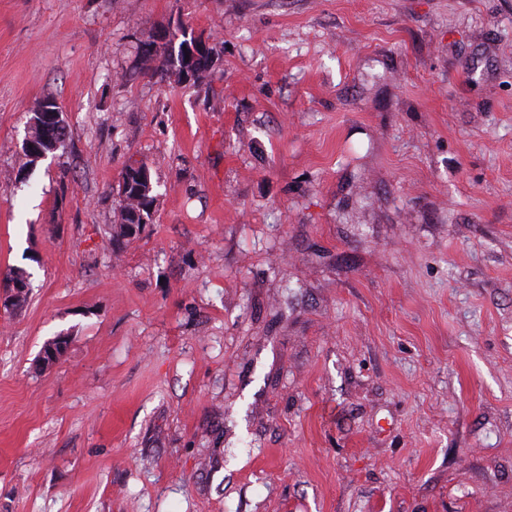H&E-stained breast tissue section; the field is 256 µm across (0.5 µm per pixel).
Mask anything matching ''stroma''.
<instances>
[{"instance_id": "obj_1", "label": "stroma", "mask_w": 512, "mask_h": 512, "mask_svg": "<svg viewBox=\"0 0 512 512\" xmlns=\"http://www.w3.org/2000/svg\"><path fill=\"white\" fill-rule=\"evenodd\" d=\"M0 512H512V0H0ZM184 33L183 26L180 20L177 21L175 25H171L164 30L157 31L153 33L147 41L150 43V46H146V48L152 47H165L169 51H172L174 55H176L179 50L180 37ZM158 49L155 51L151 50H143L141 54L143 58L152 63H155L154 73L160 72L161 74H171L174 75L178 83L191 82L194 86H198L202 84L206 78V71L199 75L195 80H184L181 77L178 66L179 59H174L171 54L168 53L166 49ZM192 33V32H191ZM193 44L185 43L180 50L182 54L186 57L189 55V61H187L185 70L187 78L196 77L198 74L202 72V68H199L195 63L198 61H205L208 56L210 59L212 58V53L210 52L211 43L209 39L203 37L200 34L192 33ZM190 67V68H189ZM37 110L40 112L39 114L45 132V140L57 149L59 146L62 147L64 141L61 143L60 133L63 130V126H65V119L61 113L62 110L58 108L53 109L47 101H42L39 104ZM57 149H53L52 147H45V155L42 159L46 158L50 154L53 155ZM42 159L38 160V162ZM127 165L122 171L121 180L118 184V196L120 198L119 212L117 214L116 224L113 225V239L117 243H130L136 239V234H131L128 230L130 224L133 223L130 216L136 212H144L150 223L152 216L147 208L154 211V203L156 201L154 184L151 186L142 185L135 179H129L126 175ZM143 186V189L140 188Z\"/></svg>"}]
</instances>
